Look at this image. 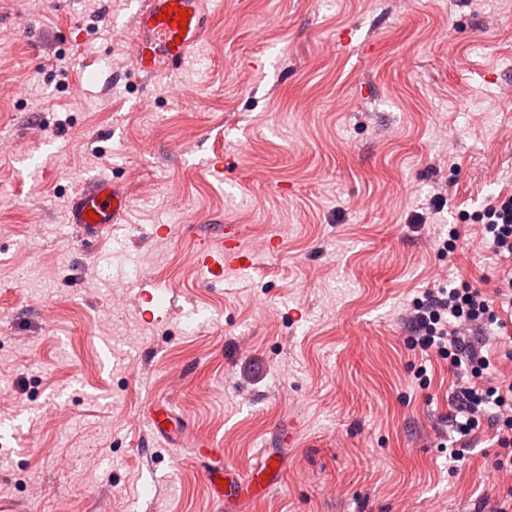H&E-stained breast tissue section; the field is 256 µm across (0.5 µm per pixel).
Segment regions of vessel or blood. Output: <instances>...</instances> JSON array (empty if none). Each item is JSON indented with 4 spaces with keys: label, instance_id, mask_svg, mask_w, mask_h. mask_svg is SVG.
I'll list each match as a JSON object with an SVG mask.
<instances>
[{
    "label": "vessel or blood",
    "instance_id": "vessel-or-blood-1",
    "mask_svg": "<svg viewBox=\"0 0 512 512\" xmlns=\"http://www.w3.org/2000/svg\"><path fill=\"white\" fill-rule=\"evenodd\" d=\"M213 0H135L134 29L129 38L134 68L144 77L182 69L209 32L215 17ZM187 12V26L175 19ZM126 186L112 177L102 175L74 191L69 208V222L82 235L83 241L100 246L110 236L115 224L121 223L130 206ZM200 265L220 273L224 269H246L250 257L244 253L241 237L224 234L205 240L197 253ZM283 470L280 457L268 454L250 475H241L238 468L227 464L214 471L215 490L230 512H242L256 493L268 492Z\"/></svg>",
    "mask_w": 512,
    "mask_h": 512
}]
</instances>
